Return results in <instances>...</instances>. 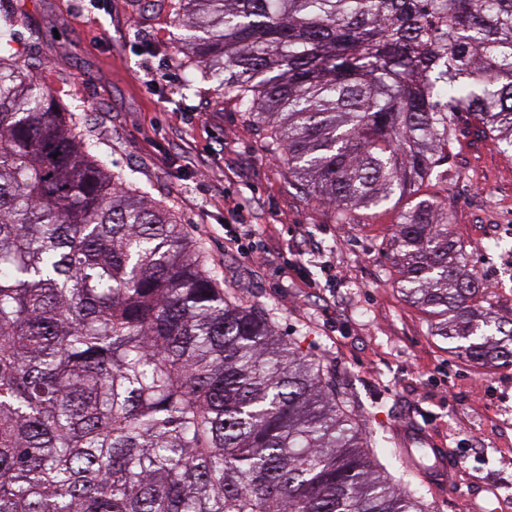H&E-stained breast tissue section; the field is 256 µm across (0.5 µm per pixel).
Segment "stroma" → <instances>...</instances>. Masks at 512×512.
<instances>
[{"instance_id": "obj_1", "label": "stroma", "mask_w": 512, "mask_h": 512, "mask_svg": "<svg viewBox=\"0 0 512 512\" xmlns=\"http://www.w3.org/2000/svg\"><path fill=\"white\" fill-rule=\"evenodd\" d=\"M172 0H0L16 58L32 63L113 172L167 207L218 287L262 307L283 341L333 381L336 401L370 439L371 461L411 482L428 512H512V366L477 365L431 334L400 290L394 233L415 206L446 204L485 301L512 319V158L467 114L417 191L341 224L265 150V134L201 79L177 40ZM246 206L260 234L230 212ZM417 422L448 450L408 465L395 424Z\"/></svg>"}]
</instances>
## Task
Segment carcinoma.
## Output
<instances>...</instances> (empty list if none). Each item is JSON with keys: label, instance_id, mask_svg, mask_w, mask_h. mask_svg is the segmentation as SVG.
<instances>
[{"label": "carcinoma", "instance_id": "1", "mask_svg": "<svg viewBox=\"0 0 512 512\" xmlns=\"http://www.w3.org/2000/svg\"><path fill=\"white\" fill-rule=\"evenodd\" d=\"M201 78L345 223L410 194L469 114L512 151V0H177ZM0 14V512H427L324 370L217 287L10 53ZM434 335L512 365L448 211L396 229Z\"/></svg>", "mask_w": 512, "mask_h": 512}]
</instances>
